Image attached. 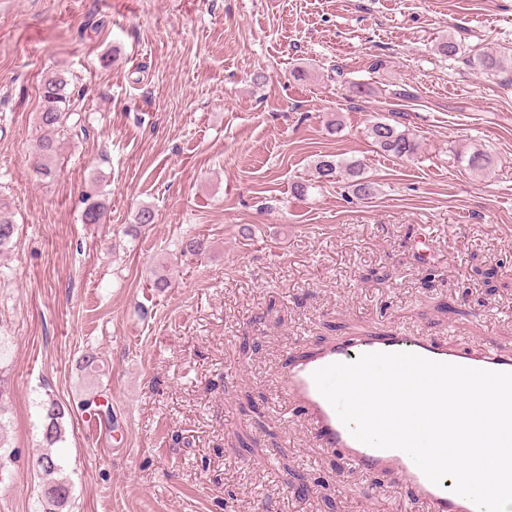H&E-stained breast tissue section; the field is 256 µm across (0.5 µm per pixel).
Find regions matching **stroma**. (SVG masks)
Returning <instances> with one entry per match:
<instances>
[{
    "mask_svg": "<svg viewBox=\"0 0 512 512\" xmlns=\"http://www.w3.org/2000/svg\"><path fill=\"white\" fill-rule=\"evenodd\" d=\"M446 36L512 48V0H0V195L20 226L0 256V512H41L49 397L70 411L72 512H430L395 474H340L280 372L394 330L512 354V71L440 56ZM52 71L87 133L42 180ZM379 119L417 154L378 149ZM475 147L481 173L455 158ZM321 155L362 162L374 196L316 182ZM87 191L101 223L81 221ZM143 205L156 224L128 235ZM91 392L111 419L78 410Z\"/></svg>",
    "mask_w": 512,
    "mask_h": 512,
    "instance_id": "1",
    "label": "stroma"
}]
</instances>
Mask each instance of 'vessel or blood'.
<instances>
[{"mask_svg":"<svg viewBox=\"0 0 512 512\" xmlns=\"http://www.w3.org/2000/svg\"><path fill=\"white\" fill-rule=\"evenodd\" d=\"M375 352H409L424 358L498 372H512V356L492 349L465 350L422 336L398 332L384 336H355L294 357L281 374L286 398L308 418L316 445L339 453L341 473L364 475L396 472L409 495L429 505L431 512H477L467 498L450 492L447 485L433 484L411 458L398 449H378L356 440L330 403L318 391L312 374L337 362H351Z\"/></svg>","mask_w":512,"mask_h":512,"instance_id":"1","label":"vessel or blood"}]
</instances>
